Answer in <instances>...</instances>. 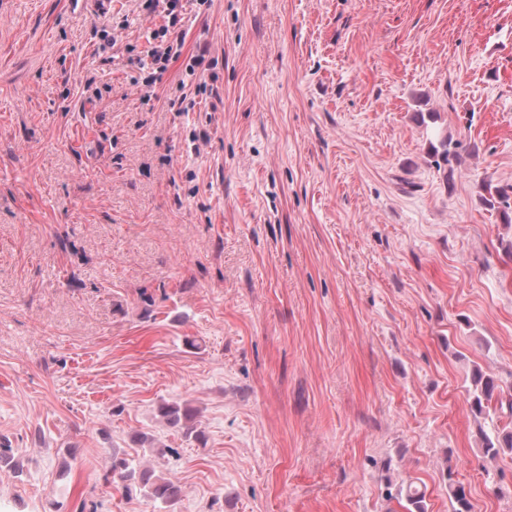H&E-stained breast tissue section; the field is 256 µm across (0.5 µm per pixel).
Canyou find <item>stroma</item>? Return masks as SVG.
<instances>
[{
	"label": "stroma",
	"mask_w": 512,
	"mask_h": 512,
	"mask_svg": "<svg viewBox=\"0 0 512 512\" xmlns=\"http://www.w3.org/2000/svg\"><path fill=\"white\" fill-rule=\"evenodd\" d=\"M165 23L0 0V512H512V0H187L148 90ZM473 385L475 389L471 403L472 412L477 415L486 414L493 400L499 404L501 410L505 400L509 416L512 417V385L505 391L494 377L485 375L478 369L473 373ZM159 413L167 419L171 426L183 428L187 435L193 433L194 427L188 424L192 421L189 409H182L177 403H165L159 407ZM512 420L509 422L501 432H497L494 438H491L486 432L481 431L482 447L481 453L484 457L494 460L505 454V452L512 453ZM110 460L102 475L103 486L111 487L120 482L127 492L138 487L147 498L168 505H173L180 498L182 489L179 483L167 473L156 474L153 470L141 469L140 465L133 463V459L113 449ZM448 499L452 512H474L464 485L453 477L448 480Z\"/></svg>",
	"instance_id": "35a3bbf8"
}]
</instances>
